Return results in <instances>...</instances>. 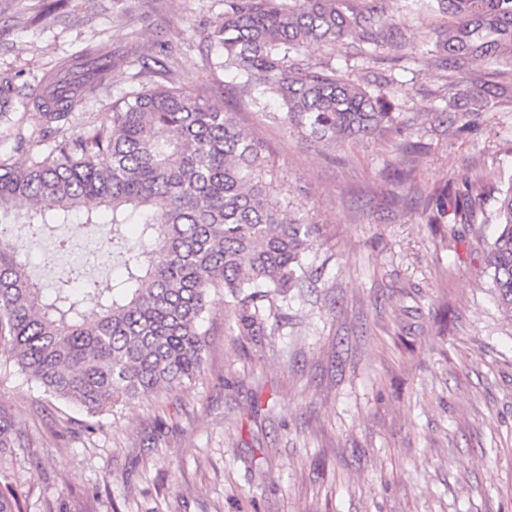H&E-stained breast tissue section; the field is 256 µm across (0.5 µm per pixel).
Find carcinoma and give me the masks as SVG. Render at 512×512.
Returning a JSON list of instances; mask_svg holds the SVG:
<instances>
[{"mask_svg": "<svg viewBox=\"0 0 512 512\" xmlns=\"http://www.w3.org/2000/svg\"><path fill=\"white\" fill-rule=\"evenodd\" d=\"M346 0H224L207 35L209 90L223 88L230 71L248 105L262 112L272 96L279 120L310 145L334 147L377 138L400 128L394 79L371 90L327 63L305 62L315 45L334 48L357 38L377 61V47L396 37L398 24L378 4L345 9ZM448 23L431 29L421 54L461 67L483 61L512 66V0H421ZM380 22L373 35L365 27ZM137 85L112 100L107 120L76 131L73 110L95 98L112 70V51L89 44L60 59L31 92L19 95L20 72H0V124L18 107L38 111V137L18 134L23 165L0 154V217L42 233L83 212L98 223L111 213L112 239L127 224L139 236L121 255L123 273L109 288L61 272L46 288L27 270L21 245L0 229V355L57 400L97 418L163 390L194 383L204 371L211 292L224 293L233 332L254 336L262 324L279 330L278 314L262 317L259 302L299 285L303 258L319 236L316 224L295 218L265 193L267 160L235 113L213 105L205 92L174 80L142 76L164 66L136 59ZM503 84L473 96L485 112L508 96ZM494 202L496 231L484 244L498 309L512 320V179L500 188L468 186L466 203L434 205L469 216L481 199ZM24 446L12 417L0 411V454Z\"/></svg>", "mask_w": 512, "mask_h": 512, "instance_id": "carcinoma-1", "label": "carcinoma"}]
</instances>
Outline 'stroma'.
<instances>
[{
	"mask_svg": "<svg viewBox=\"0 0 512 512\" xmlns=\"http://www.w3.org/2000/svg\"><path fill=\"white\" fill-rule=\"evenodd\" d=\"M45 0H0V71L36 85L90 41L112 47V77L80 120L103 121L131 87L129 61L164 46L197 88L212 78L206 36L219 0H74L34 26ZM407 50L381 49L356 77L400 81L401 129L314 147L277 118L239 109L224 73L214 101L238 108L269 159L273 203L321 228L305 256L310 288L290 291L280 330L241 337L220 293L199 382L105 414L45 394L0 362V411L29 443L0 458V485L25 512H512V320L497 308L478 235L484 220L432 223V198L512 174V98L467 114L485 69L415 58L441 16L389 0ZM402 142L416 152L400 155ZM79 217L21 235L30 274L49 286L65 253L98 240ZM66 249H59V241Z\"/></svg>",
	"mask_w": 512,
	"mask_h": 512,
	"instance_id": "35a3bbf8",
	"label": "stroma"
}]
</instances>
